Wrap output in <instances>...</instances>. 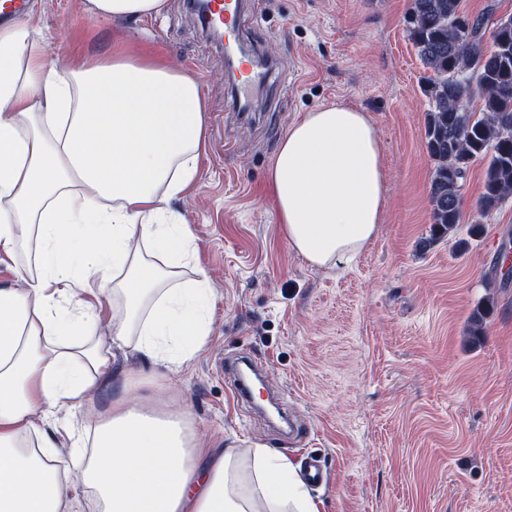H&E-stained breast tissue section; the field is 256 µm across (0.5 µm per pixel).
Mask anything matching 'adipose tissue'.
<instances>
[{
    "instance_id": "1",
    "label": "adipose tissue",
    "mask_w": 512,
    "mask_h": 512,
    "mask_svg": "<svg viewBox=\"0 0 512 512\" xmlns=\"http://www.w3.org/2000/svg\"><path fill=\"white\" fill-rule=\"evenodd\" d=\"M164 2L86 10L145 17ZM205 111L197 80L160 58H77L58 72L28 22L0 26V263L33 252L24 287L0 284V512H318L290 462L264 448L241 462L197 440L184 413L119 396L90 434L50 419L121 385L117 356L179 368L206 345L213 292L204 275L179 281L194 239L167 207L194 183ZM268 185L292 250L318 268L354 260L386 203L375 125L342 104L305 113ZM87 289L118 302L109 335L94 330ZM65 445L78 479L57 467Z\"/></svg>"
}]
</instances>
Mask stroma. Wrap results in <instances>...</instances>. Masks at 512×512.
I'll list each match as a JSON object with an SVG mask.
<instances>
[{
  "label": "stroma",
  "instance_id": "35a3bbf8",
  "mask_svg": "<svg viewBox=\"0 0 512 512\" xmlns=\"http://www.w3.org/2000/svg\"><path fill=\"white\" fill-rule=\"evenodd\" d=\"M49 65L155 53L192 73L206 101L198 172L170 200L194 237L183 279L205 270L215 302L207 345L181 370L133 367L132 401L154 393L186 412L197 438L271 449L324 480L321 512H512V267L495 251L512 236V197L479 216L484 166L463 187L465 221L432 235L426 71L409 40V0H248L245 35L278 71L241 111L224 47L187 0L157 16L101 19L86 0H29ZM368 112L383 146L386 205L375 240L350 262L310 266L288 245L267 185L279 141L305 112ZM493 306L480 339L472 311ZM262 364L267 391L299 428L241 403L224 366Z\"/></svg>",
  "mask_w": 512,
  "mask_h": 512
}]
</instances>
